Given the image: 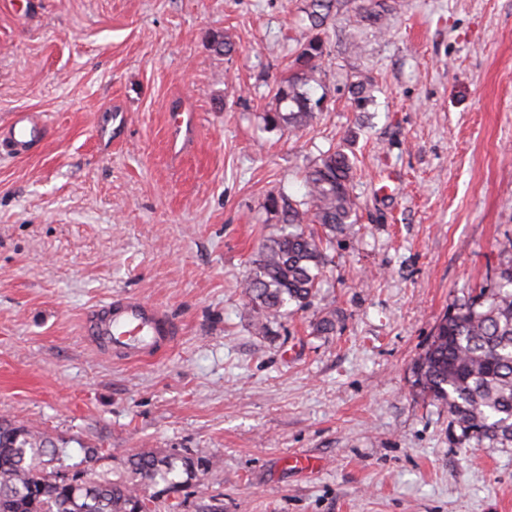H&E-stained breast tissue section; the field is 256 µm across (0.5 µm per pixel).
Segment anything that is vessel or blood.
I'll return each instance as SVG.
<instances>
[{
  "mask_svg": "<svg viewBox=\"0 0 512 512\" xmlns=\"http://www.w3.org/2000/svg\"><path fill=\"white\" fill-rule=\"evenodd\" d=\"M44 119L16 113L0 125V151L23 156L46 135ZM86 341L98 353L126 362H142L170 349L177 339L174 321L158 306L117 295L96 306L84 319Z\"/></svg>",
  "mask_w": 512,
  "mask_h": 512,
  "instance_id": "b4317fda",
  "label": "vessel or blood"
}]
</instances>
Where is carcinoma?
<instances>
[{"label":"carcinoma","instance_id":"1","mask_svg":"<svg viewBox=\"0 0 512 512\" xmlns=\"http://www.w3.org/2000/svg\"><path fill=\"white\" fill-rule=\"evenodd\" d=\"M334 6L335 0H308L304 14L314 34L291 50V73L276 88L267 127L295 131L318 111L309 85L322 74L326 45L318 30ZM349 93L355 110L366 111L372 99L364 82L350 84ZM356 178L345 149L330 147L306 168L303 199L283 192L266 199L265 208L281 213L284 228L261 243L245 284L260 329L290 305L305 308L322 287L326 245L357 222ZM307 224L321 225L324 236L306 231ZM497 248L501 261L490 286L448 310L413 368V385L448 408L458 440L475 448L512 447V238ZM70 459L66 443L1 420L0 512H157L155 496H142L139 487L162 484L175 492L183 484L175 478L177 467L189 476L205 465L202 456L140 452L127 460L131 481L101 478L89 467L81 481L69 483L56 471L69 467Z\"/></svg>","mask_w":512,"mask_h":512}]
</instances>
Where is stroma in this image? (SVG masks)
<instances>
[{
  "label": "stroma",
  "instance_id": "35a3bbf8",
  "mask_svg": "<svg viewBox=\"0 0 512 512\" xmlns=\"http://www.w3.org/2000/svg\"><path fill=\"white\" fill-rule=\"evenodd\" d=\"M394 2L380 34L354 23L368 0H341L311 86L327 107L291 132L264 116L305 0H0V124H48L27 157L0 155V419L98 449L114 479L137 452L202 453L176 512H512V448L457 444L412 384L512 236V0ZM176 101L196 115L181 158ZM337 145L358 222L310 305L260 331L242 284L282 227L264 202L302 197ZM117 293L176 321L167 353L87 344L85 315ZM328 313L335 332H315Z\"/></svg>",
  "mask_w": 512,
  "mask_h": 512
}]
</instances>
